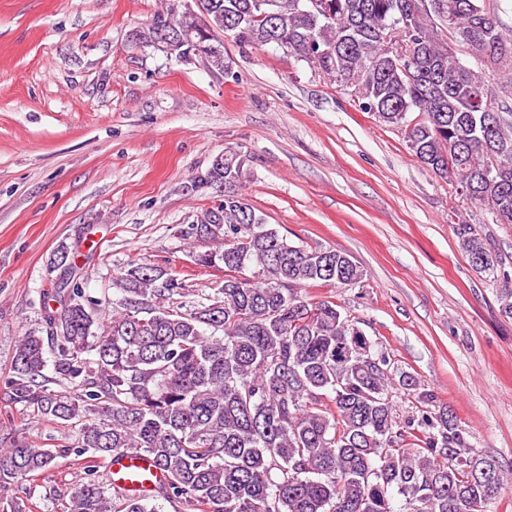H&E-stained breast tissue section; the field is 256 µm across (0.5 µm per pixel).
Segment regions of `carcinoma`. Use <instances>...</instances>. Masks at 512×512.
<instances>
[{"label": "carcinoma", "instance_id": "1", "mask_svg": "<svg viewBox=\"0 0 512 512\" xmlns=\"http://www.w3.org/2000/svg\"><path fill=\"white\" fill-rule=\"evenodd\" d=\"M183 21L158 10L133 40L185 61H224L222 38L240 47L275 45L356 91L361 110L405 128L408 148L466 200L512 224V33L502 0H435L432 16L411 0H199ZM472 47L481 73L450 44ZM496 81L491 96L483 73ZM418 113L414 119L410 114ZM196 188L222 199L196 215L184 239L224 243L192 257L224 270V287L185 308L184 282L160 266L129 263L108 290L85 293L61 253L54 281L60 311L50 335L18 341L9 400L38 418L74 428L68 450L100 458L148 456L165 481L159 492L187 512H483L506 489L501 468L479 455L457 417L414 378L392 377L341 306L301 288L354 285L362 270L327 247L296 245L268 224L239 189L245 160L233 148ZM472 269L494 279L501 261L480 226L454 227ZM54 352V376L44 375ZM65 381L70 391L52 385ZM407 391L418 414L400 421L390 392ZM58 452L0 448V491L54 466ZM153 497H129L89 477L65 512H158Z\"/></svg>", "mask_w": 512, "mask_h": 512}]
</instances>
